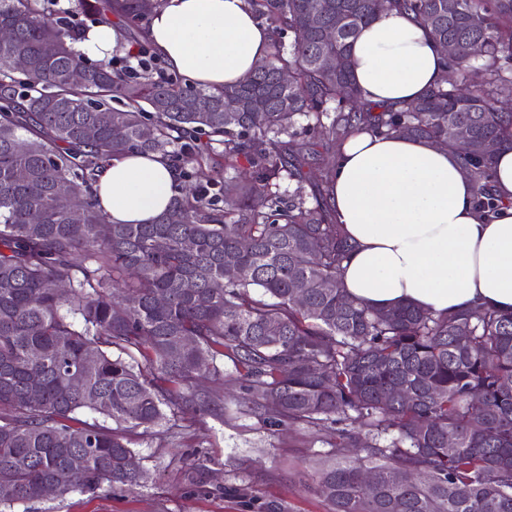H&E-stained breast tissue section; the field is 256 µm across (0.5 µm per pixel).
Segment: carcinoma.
<instances>
[{
	"instance_id": "carcinoma-1",
	"label": "carcinoma",
	"mask_w": 512,
	"mask_h": 512,
	"mask_svg": "<svg viewBox=\"0 0 512 512\" xmlns=\"http://www.w3.org/2000/svg\"><path fill=\"white\" fill-rule=\"evenodd\" d=\"M79 4L96 24L118 16L136 40L147 31L141 0ZM248 4L271 34L273 61L211 91L149 68L130 79L110 62L89 64L49 19L48 0H0L9 35L0 39V485L22 503L42 499L59 469L73 473L61 495L140 485L125 433L73 426L74 414L89 409L148 432L166 419L167 384L178 388L179 411L216 398L193 384L220 378L222 356L270 424H352L314 473L328 512H512V313L435 315L350 297L342 271L352 245L330 203L333 168L309 195L281 191L310 164L292 149L301 134L329 153L370 127L454 149L465 126L476 207L495 213L487 143L512 147V112L500 106L512 98V0ZM388 8L455 44L446 68L463 76L481 61L479 87L445 83L373 114L351 48ZM329 26L332 41L322 36ZM18 55L31 69L15 70ZM76 69L85 83L70 80ZM99 110L110 121L96 124ZM128 153H158L182 176L206 159L223 196L180 191L152 223L114 224L96 183ZM242 158L249 177L221 182ZM396 386L406 395L389 397Z\"/></svg>"
}]
</instances>
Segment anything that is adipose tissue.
Segmentation results:
<instances>
[{"mask_svg":"<svg viewBox=\"0 0 512 512\" xmlns=\"http://www.w3.org/2000/svg\"><path fill=\"white\" fill-rule=\"evenodd\" d=\"M148 37L171 71L210 90L232 84L271 53L266 26L246 0H160ZM365 102L401 107L446 76L428 29L382 10L353 44ZM492 220L458 153L429 141L363 131L335 162L332 202L353 249L343 265L349 295L376 308L411 303L435 314L481 305L512 313V149H498ZM176 173L156 154L114 158L98 201L115 224H145L169 206Z\"/></svg>","mask_w":512,"mask_h":512,"instance_id":"ef3b65f1","label":"adipose tissue"}]
</instances>
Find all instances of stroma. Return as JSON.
<instances>
[{
    "instance_id": "35a3bbf8",
    "label": "stroma",
    "mask_w": 512,
    "mask_h": 512,
    "mask_svg": "<svg viewBox=\"0 0 512 512\" xmlns=\"http://www.w3.org/2000/svg\"><path fill=\"white\" fill-rule=\"evenodd\" d=\"M217 365L224 395L215 405L129 433L146 474L141 486L0 503V512H328L310 473L333 458V429L269 425L244 400L231 362Z\"/></svg>"
}]
</instances>
